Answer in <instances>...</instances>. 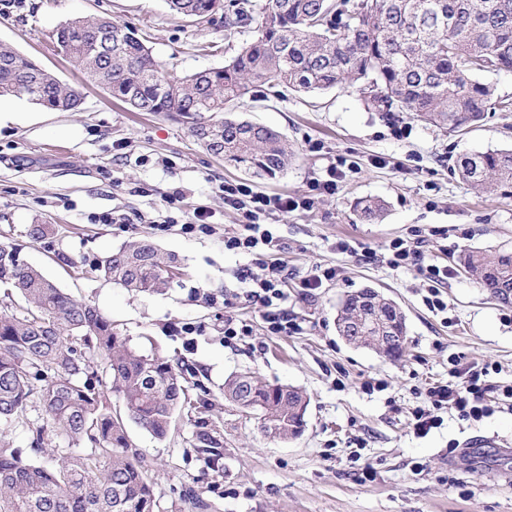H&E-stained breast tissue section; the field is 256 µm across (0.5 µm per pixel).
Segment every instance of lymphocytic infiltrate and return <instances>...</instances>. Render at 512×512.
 I'll return each mask as SVG.
<instances>
[{"label":"lymphocytic infiltrate","instance_id":"f902f5d3","mask_svg":"<svg viewBox=\"0 0 512 512\" xmlns=\"http://www.w3.org/2000/svg\"><path fill=\"white\" fill-rule=\"evenodd\" d=\"M342 175L337 165H329L320 179L311 182L307 192L298 196H270L253 191L244 184H225L223 187L225 208L239 213L242 224L239 234L225 237L224 248L243 252L253 257L256 266L243 270L240 277L248 282L246 297L267 306L266 319L270 332L281 333L293 330L294 325L287 314L274 312V302L285 300L281 284L280 265L268 262L271 250L278 248L280 238L268 219L278 212H293L310 209L319 197L336 192L337 180ZM448 229L433 226L429 229L412 230L409 237L396 238L386 247V262L394 269L415 270L427 283L425 298L431 311H447L448 304L441 297V289L451 276L447 267L425 261V249L433 243L447 239ZM488 367L454 361L450 370L452 383L437 382L424 391V403L412 413L413 428L419 433H428L441 426V410L450 409L462 420H480L493 413L487 402L493 387L486 377Z\"/></svg>","mask_w":512,"mask_h":512}]
</instances>
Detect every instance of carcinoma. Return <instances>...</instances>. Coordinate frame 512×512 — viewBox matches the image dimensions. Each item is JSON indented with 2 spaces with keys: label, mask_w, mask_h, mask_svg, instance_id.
<instances>
[{
  "label": "carcinoma",
  "mask_w": 512,
  "mask_h": 512,
  "mask_svg": "<svg viewBox=\"0 0 512 512\" xmlns=\"http://www.w3.org/2000/svg\"><path fill=\"white\" fill-rule=\"evenodd\" d=\"M175 14L204 22L224 11V31L248 26L253 37L224 65L184 77L169 74L148 36L107 17L75 18L53 34L58 54L84 78L138 112L165 113L189 125L224 163L273 177L288 169L293 145L280 132L229 115L235 100L262 84L303 93L351 87L379 112L406 111L432 127L463 131L488 111L512 112V98L479 81L512 71V0H167ZM55 112H78L81 87L62 83L35 59L0 44V97H18ZM461 178L488 197L512 199V150L459 155ZM383 201L362 199L358 217H382ZM463 270L498 302L512 304V253L471 250ZM176 259L144 238L101 257L98 275L124 288L160 292ZM0 283L27 307L0 314V422L27 423L36 401L41 421L29 426L30 452L63 436L91 448L48 462L0 444V512H155L154 482L126 431L131 420L166 438L175 411L190 403L181 372L138 352L97 308L64 293L9 243L0 247ZM344 296L337 319L366 309L385 318L387 336L407 335L397 312ZM108 377L124 401L115 415L103 390ZM224 400L256 413L274 440L298 437L306 395L267 384L254 373L224 381Z\"/></svg>",
  "instance_id": "obj_1"
}]
</instances>
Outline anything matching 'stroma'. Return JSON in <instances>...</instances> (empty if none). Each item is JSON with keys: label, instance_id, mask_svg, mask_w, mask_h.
<instances>
[{"label": "stroma", "instance_id": "35a3bbf8", "mask_svg": "<svg viewBox=\"0 0 512 512\" xmlns=\"http://www.w3.org/2000/svg\"><path fill=\"white\" fill-rule=\"evenodd\" d=\"M103 15L148 33L154 55L180 76L223 65L250 35L225 37L223 14L200 24L171 13L166 0H0V43L63 83L84 86L77 112L0 99V112L13 115L0 127V242L21 246L29 264L98 308L133 346L182 369L193 400L208 407L177 412L162 440L126 425L155 482L157 512H512L511 410L478 421L444 410L442 425L425 435L411 424L424 389L449 381L458 356L488 365L489 383L512 385V305L491 300L458 264L469 249L512 250V200L479 195L455 170L462 153L512 149V113H486L460 134L405 112L381 116L349 89L259 86L233 105L234 117L280 131L297 151L284 173L260 179L207 152L186 125L130 111L84 83L55 54L58 28ZM213 42L217 51H208ZM339 157L353 169L335 195L271 219L285 247L269 258L284 269V307L300 325L271 333L263 307L244 297L239 273L250 255L224 248L240 217L225 209L222 188L244 182L260 193L300 195ZM369 197L385 204L375 223L355 211ZM200 208L213 214L211 232H186ZM104 214L112 223H99ZM35 224L50 228L39 242L28 236ZM429 225L448 229L445 246L426 253L452 272L441 291L444 316L425 305L427 285L416 271L380 260L392 239ZM143 238L176 257L180 276L171 288L135 292L94 272L99 257ZM345 240L357 251H340ZM316 264L337 276L306 299L301 282ZM365 287L405 313L401 359L338 335L340 300ZM228 317L252 325V334L226 340ZM242 370L307 394L300 437L270 439L255 414L225 402V379ZM202 432L220 442L214 462L195 448Z\"/></svg>", "mask_w": 512, "mask_h": 512}]
</instances>
